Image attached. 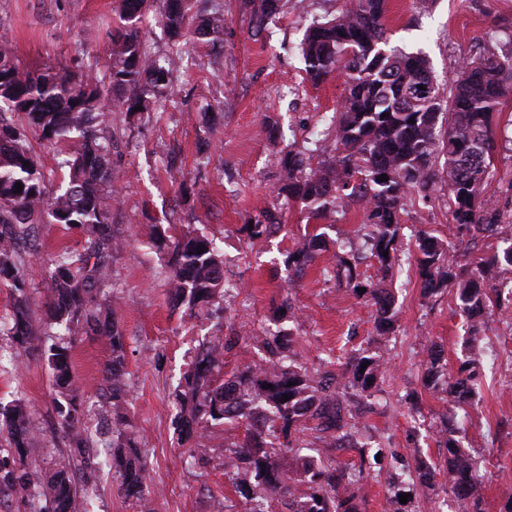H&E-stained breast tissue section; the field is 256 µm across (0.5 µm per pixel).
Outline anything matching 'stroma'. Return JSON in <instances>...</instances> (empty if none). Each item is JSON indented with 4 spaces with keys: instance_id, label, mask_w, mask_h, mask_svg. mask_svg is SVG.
<instances>
[{
    "instance_id": "stroma-1",
    "label": "stroma",
    "mask_w": 512,
    "mask_h": 512,
    "mask_svg": "<svg viewBox=\"0 0 512 512\" xmlns=\"http://www.w3.org/2000/svg\"><path fill=\"white\" fill-rule=\"evenodd\" d=\"M224 30L217 44L187 34L174 47L156 8L141 18L140 34L149 56L171 66L174 95L152 96L146 110L113 112L110 159L118 173L117 192L106 195L112 229L123 245L112 256V316L126 341L125 373L130 388L127 421L146 466L153 512H224L234 491L224 475V443L239 429L214 428L205 460L187 455L173 425L174 392L202 342L234 336L224 356L225 372L251 362L252 336L292 329L295 360L317 373L336 371L352 353L370 351L387 362L381 390L365 399L360 421L363 448H324L320 454L338 469L362 470L351 486L358 512H387L388 483L403 468L423 459L441 463L436 427L449 406L424 388L420 360L427 346L441 349L456 371L463 349L465 318L448 294L425 299L415 273L416 230L458 243L448 207L441 200L415 197L401 216L397 335L376 336L372 308L324 277L339 244L355 236L363 221L352 204L334 219L308 221L304 203L281 194L288 181L282 159L288 150L313 149L314 161L328 159L333 145L321 140L322 121L335 112L344 79L320 85L306 78L299 48L313 20L332 14L337 0H281L259 35H252L245 0H221ZM121 0H0V41L10 43L20 69L72 74L90 65L106 66L111 33L119 23ZM387 27L392 44L424 51L440 83L454 77L463 59L506 51L512 32V0H389ZM49 192L64 187L70 153L66 141L47 143L30 134ZM494 165L498 175L487 188L500 208L512 210V101L499 114ZM182 171L180 182L170 167ZM271 221L269 236L249 238L245 226ZM324 233L322 253L301 279L286 264L311 230ZM194 231L215 237L224 250V278L238 284L207 315L189 316L168 294L173 261L171 242ZM81 232L61 224H40L38 249L28 257L30 307L35 325L48 327L50 282L47 259L82 245ZM467 258L488 253L487 243H458ZM486 335L499 358L485 368L480 399L456 421L484 477V512H503L512 490V314L493 313ZM110 351L100 336L79 337L71 371L87 398L97 400ZM23 398L41 429L28 461L38 473L56 465L78 469L54 413L56 391L44 356H13L0 331V401ZM119 474L102 467L97 489L79 499V512H138L119 490ZM408 494L400 512H458L446 474L433 486L403 485Z\"/></svg>"
}]
</instances>
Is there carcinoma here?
Here are the masks:
<instances>
[{
	"label": "carcinoma",
	"instance_id": "carcinoma-1",
	"mask_svg": "<svg viewBox=\"0 0 512 512\" xmlns=\"http://www.w3.org/2000/svg\"><path fill=\"white\" fill-rule=\"evenodd\" d=\"M156 2L171 37L182 36L191 0H121L112 61L103 72L91 68L78 78L23 72L12 48L0 43V103L23 114L28 126L49 142L79 132L65 161L68 186L52 195L25 131L0 126V288L9 289L12 297L11 338L24 351L46 357L57 387L58 424L70 451L91 474L100 466L92 449L134 444L124 413L125 336L110 305L109 258L120 241L112 233L111 213L102 197L115 174L106 138L93 123L105 121V100L133 112L137 106L146 107L148 88H171L168 70L148 57L140 39L143 12ZM278 3L249 0L252 27L260 29ZM387 7L388 0H343L335 15L305 31L300 49L309 81L319 85L339 71L345 75V94L322 130L335 143V154L313 166L302 154L288 153L284 191L304 201L315 219H326L353 202L362 205L364 247L377 259L379 278L360 280L358 253L340 257L334 274L349 295L371 302L376 335L389 336L397 328L398 309L387 281L398 262L401 210L409 195L427 198L435 192L437 165L443 163L448 211L457 235L488 240L491 249L487 256L463 264L448 243L432 233L421 231L416 238L421 295L446 292L469 319L465 355L456 374L448 373L431 348L421 364L424 383L463 410L471 403L483 366L482 320L496 310L512 309V278H507L512 275V218L505 217L497 200L486 193L496 176L495 116L512 96V53L464 60L445 87L425 55L390 44ZM222 30L220 7L198 25L197 34L207 39ZM383 174L388 180H378ZM17 183L23 185L20 192ZM45 218L77 227L84 236L81 249L48 260V332L38 330L31 319L24 251ZM172 247L170 294L197 316L231 288L224 281V254L214 239L198 234L184 235ZM324 250L322 234L312 233L288 253V268L301 274ZM360 288L366 292L359 293ZM90 331L102 336L111 351L99 411L84 398L70 370L77 337ZM291 341L289 329L255 337L259 359L225 378L224 353L233 349V342L215 338L196 354L175 391L174 424L194 440V457L209 448L210 429L227 422L244 428L242 439L224 444V475L245 499L247 512H277L278 504L286 505L288 512H357L347 493L351 477L303 453L310 449L304 440L284 444L280 437L309 424L338 443L353 437L357 421L344 406L345 391L369 394L377 389L385 374L384 360L379 355H350L341 374L318 380L289 354ZM37 432L23 399L0 402V494L15 497L26 512H75L76 485L67 468H56L43 479L29 467L27 448ZM457 435L453 413L439 429L440 447L445 449L442 467L419 460L408 470V478L427 488L443 471L466 512H482L475 462ZM119 489L150 512L146 469L138 457L123 461Z\"/></svg>",
	"mask_w": 512,
	"mask_h": 512
}]
</instances>
